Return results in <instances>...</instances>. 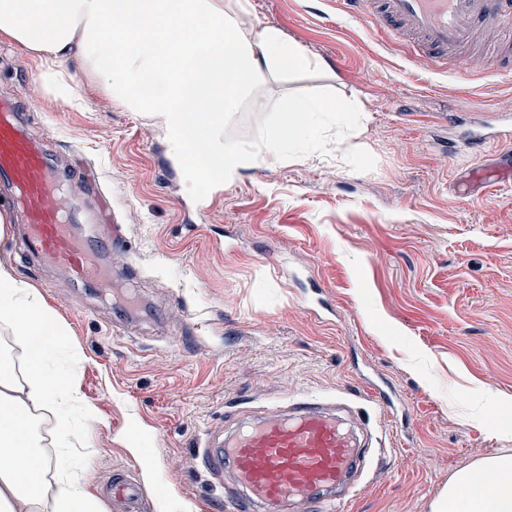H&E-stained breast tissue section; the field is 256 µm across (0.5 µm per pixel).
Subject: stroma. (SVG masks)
Wrapping results in <instances>:
<instances>
[{
  "label": "stroma",
  "mask_w": 512,
  "mask_h": 512,
  "mask_svg": "<svg viewBox=\"0 0 512 512\" xmlns=\"http://www.w3.org/2000/svg\"><path fill=\"white\" fill-rule=\"evenodd\" d=\"M251 2L260 23L326 63L279 94L362 106L356 153L337 154L330 126L232 186L194 185L145 116L88 80L76 104L56 100L38 63L0 39V97L65 184L97 173L126 224L131 246L111 261L135 305L37 262L14 228L0 262L38 288L82 352L78 385L98 415L85 464L104 506L114 474L132 471L145 512L163 496L214 512L197 439L241 410L308 395L347 402L381 446L344 512H429L449 474L512 448V182L481 174L495 132L512 130V73L468 59L432 70L342 0ZM273 119L259 93L224 134L254 146ZM477 132L488 138L469 149ZM372 381L406 418L368 400Z\"/></svg>",
  "instance_id": "35a3bbf8"
}]
</instances>
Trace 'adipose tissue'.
<instances>
[{"instance_id": "ef3b65f1", "label": "adipose tissue", "mask_w": 512, "mask_h": 512, "mask_svg": "<svg viewBox=\"0 0 512 512\" xmlns=\"http://www.w3.org/2000/svg\"><path fill=\"white\" fill-rule=\"evenodd\" d=\"M0 38L39 61L55 98L76 99L78 77L102 83L113 104L143 113L189 174L232 185L242 170L279 162L313 143L322 127L353 151L360 109L351 99L284 97L288 75L324 62L274 26L253 22L247 0H0ZM277 120L260 146L228 140L224 127L255 91ZM0 327L22 350V370L0 364V512H105L77 454L96 420L68 368L77 347L40 292L0 262ZM52 415L54 455L37 429ZM490 479L473 497L474 480ZM430 512H512V448L452 472Z\"/></svg>"}]
</instances>
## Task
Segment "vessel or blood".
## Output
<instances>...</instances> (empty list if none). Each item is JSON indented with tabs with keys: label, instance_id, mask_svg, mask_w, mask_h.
I'll return each mask as SVG.
<instances>
[{
	"label": "vessel or blood",
	"instance_id": "vessel-or-blood-1",
	"mask_svg": "<svg viewBox=\"0 0 512 512\" xmlns=\"http://www.w3.org/2000/svg\"><path fill=\"white\" fill-rule=\"evenodd\" d=\"M355 14L373 19L376 32L431 67H447L469 49L485 20H512V0H346ZM0 182L17 198L27 251L64 269L71 280L111 287L119 274L108 252L124 247L121 223L103 232L94 216L89 235L76 237L62 205V192L43 147L25 132L12 103L0 98ZM194 456L214 485L232 476L228 497L236 512H287L298 504L308 512H337L338 489L367 463L351 432L318 399L304 397L288 407L269 404L245 418L224 439L198 440ZM112 501L122 512H141L143 491L128 475L114 476Z\"/></svg>",
	"mask_w": 512,
	"mask_h": 512
}]
</instances>
